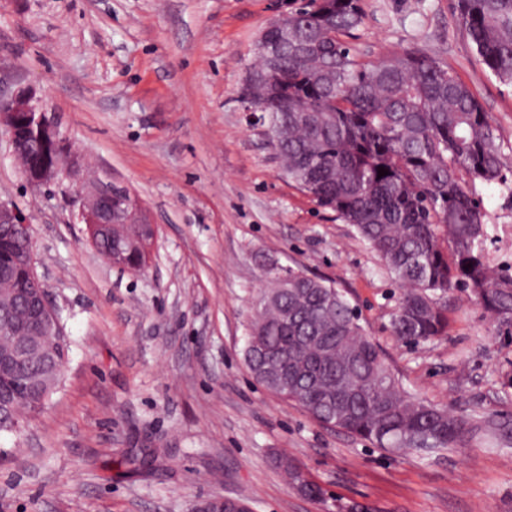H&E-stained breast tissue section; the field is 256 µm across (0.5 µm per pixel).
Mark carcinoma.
I'll use <instances>...</instances> for the list:
<instances>
[{"instance_id":"obj_1","label":"carcinoma","mask_w":512,"mask_h":512,"mask_svg":"<svg viewBox=\"0 0 512 512\" xmlns=\"http://www.w3.org/2000/svg\"><path fill=\"white\" fill-rule=\"evenodd\" d=\"M454 17L475 53L496 79L512 86V0H454ZM361 0H311L288 16V46L274 62L256 60L243 92L259 98L288 181L336 220L350 225L402 288L392 333L403 344L447 334L444 295L455 288L489 313L496 332L512 336V265L494 263L488 251L497 231L486 221L477 184H496L512 195V159L478 99L453 71L418 49L374 62L359 61L349 38L364 20ZM32 140L22 165L43 159ZM389 174L378 177L379 167ZM31 229L0 224V293L17 299L0 319L38 328L21 296L31 287L25 267ZM471 268L464 269V266ZM260 291L247 328L245 350L253 378L300 406L318 423L390 453L449 448L468 435L512 439L507 423L467 421L419 400L390 371L380 346L367 334L346 295L301 268H288V290ZM53 364L0 361V394L13 414H37L62 381L66 336L42 339ZM329 348L321 385L309 373L319 344ZM288 356V387L258 377L260 362ZM125 463L141 473L159 469L150 448ZM293 485L312 499L314 482L298 485L292 466L274 459Z\"/></svg>"}]
</instances>
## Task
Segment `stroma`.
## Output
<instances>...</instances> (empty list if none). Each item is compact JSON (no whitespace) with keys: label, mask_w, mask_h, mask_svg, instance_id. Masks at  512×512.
Listing matches in <instances>:
<instances>
[{"label":"stroma","mask_w":512,"mask_h":512,"mask_svg":"<svg viewBox=\"0 0 512 512\" xmlns=\"http://www.w3.org/2000/svg\"><path fill=\"white\" fill-rule=\"evenodd\" d=\"M276 0H0V75L33 86L93 163L128 185L157 228L148 265L121 271L87 242L64 188L32 187L0 137V201L33 227L37 272L61 312L59 391L1 434L0 512H190L206 495L255 512H512V447L483 437L436 454H388L331 431L265 390L244 362L264 266L305 269L346 292L414 396L458 417L512 423V339L466 294L447 295V336L391 333L400 289L381 261L281 174L241 103ZM353 44L372 61L408 48L447 65L512 146V87L476 57L452 0H362ZM512 264V199L479 186ZM162 449L158 472L123 459ZM284 454L324 497L298 493Z\"/></svg>","instance_id":"35a3bbf8"}]
</instances>
